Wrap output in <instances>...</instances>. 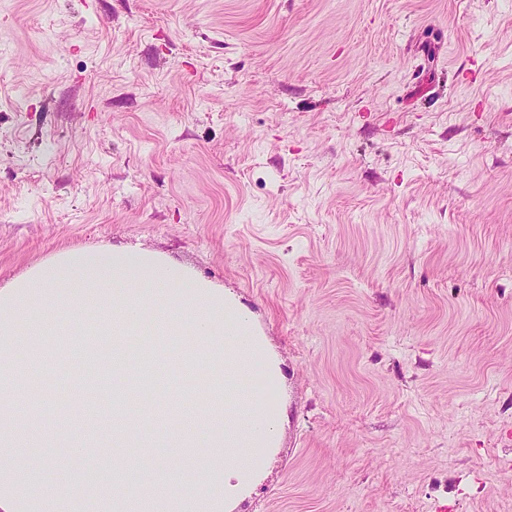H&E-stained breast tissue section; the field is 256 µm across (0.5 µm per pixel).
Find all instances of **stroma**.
<instances>
[{"instance_id":"obj_1","label":"stroma","mask_w":512,"mask_h":512,"mask_svg":"<svg viewBox=\"0 0 512 512\" xmlns=\"http://www.w3.org/2000/svg\"><path fill=\"white\" fill-rule=\"evenodd\" d=\"M111 244L281 368L238 512H512V0H0V284Z\"/></svg>"}]
</instances>
